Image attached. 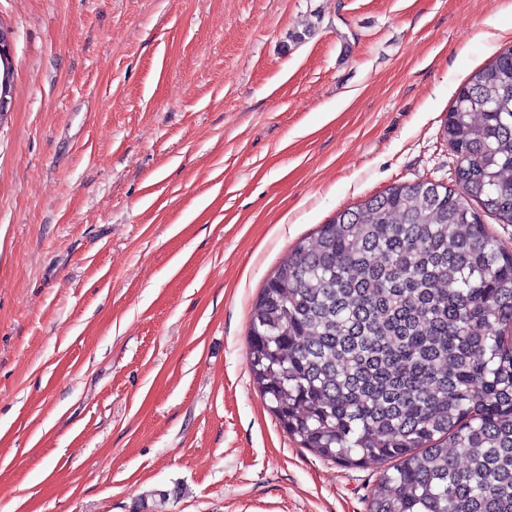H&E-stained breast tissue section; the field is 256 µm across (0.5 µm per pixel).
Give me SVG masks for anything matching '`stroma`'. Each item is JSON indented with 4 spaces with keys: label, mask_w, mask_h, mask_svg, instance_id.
<instances>
[{
    "label": "stroma",
    "mask_w": 512,
    "mask_h": 512,
    "mask_svg": "<svg viewBox=\"0 0 512 512\" xmlns=\"http://www.w3.org/2000/svg\"><path fill=\"white\" fill-rule=\"evenodd\" d=\"M0 25V512H368L379 465L302 448L255 387L251 308L339 211L454 185L448 111L512 0H0Z\"/></svg>",
    "instance_id": "obj_1"
}]
</instances>
